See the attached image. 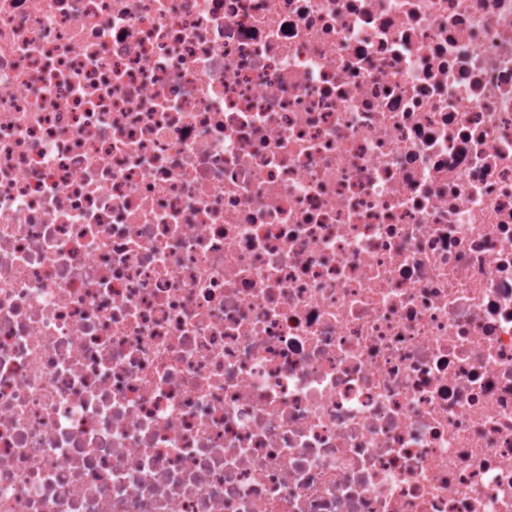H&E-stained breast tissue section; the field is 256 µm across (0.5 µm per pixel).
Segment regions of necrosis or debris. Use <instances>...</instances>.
I'll return each mask as SVG.
<instances>
[{
    "mask_svg": "<svg viewBox=\"0 0 512 512\" xmlns=\"http://www.w3.org/2000/svg\"><path fill=\"white\" fill-rule=\"evenodd\" d=\"M0 512H512V0H0Z\"/></svg>",
    "mask_w": 512,
    "mask_h": 512,
    "instance_id": "4bbe7bcc",
    "label": "necrosis or debris"
}]
</instances>
